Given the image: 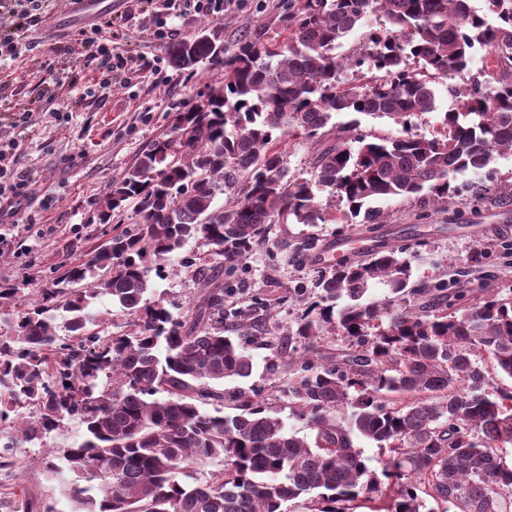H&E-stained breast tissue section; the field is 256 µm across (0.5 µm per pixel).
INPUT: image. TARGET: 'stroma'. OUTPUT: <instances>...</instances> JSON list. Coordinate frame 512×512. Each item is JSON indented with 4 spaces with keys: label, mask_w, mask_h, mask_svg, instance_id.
Returning <instances> with one entry per match:
<instances>
[{
    "label": "stroma",
    "mask_w": 512,
    "mask_h": 512,
    "mask_svg": "<svg viewBox=\"0 0 512 512\" xmlns=\"http://www.w3.org/2000/svg\"><path fill=\"white\" fill-rule=\"evenodd\" d=\"M223 2L222 11L209 16H168L175 39L208 27L231 50L245 34L279 33L288 12V0ZM152 13L144 0H101L96 10L71 14L59 8L21 36L14 56L0 59V141L15 135L9 119L15 104L30 109V135L15 158L28 195L0 215V281L23 285L27 298L48 287L61 265L87 259L112 179L152 143L169 136L175 113L188 110L200 92L224 81L223 69L209 63L191 74L177 69L168 54L170 43L153 36ZM107 18L118 35V51L132 54L137 63L129 79L103 89L99 60L73 33ZM50 85L61 87V97L42 98ZM477 179L472 172L457 175L461 192L451 205L424 208L400 197L382 201V224L341 221L346 204L337 199L328 221L271 225L246 259L225 265L222 272L225 312L246 313L264 336L260 342L246 340L254 363L251 378L225 381V389L260 390L287 432L311 437L307 420L288 399L271 394V386L287 388L290 372L284 364L269 370L274 359L270 345L281 342L286 328L318 301L317 282L334 269L327 255L339 242L402 247L417 286L512 290V203L495 192L487 200H475L469 187ZM202 255L198 242L188 240L179 260L151 273L155 295L192 306L199 288L182 261ZM43 446L11 449L9 465L0 467V512H18L25 498L49 505L51 512H73L72 502L43 468Z\"/></svg>",
    "instance_id": "35a3bbf8"
}]
</instances>
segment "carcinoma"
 I'll list each match as a JSON object with an SVG mask.
<instances>
[{
	"label": "carcinoma",
	"instance_id": "carcinoma-1",
	"mask_svg": "<svg viewBox=\"0 0 512 512\" xmlns=\"http://www.w3.org/2000/svg\"><path fill=\"white\" fill-rule=\"evenodd\" d=\"M493 19L469 0H289L286 37L263 33L228 52L204 32L172 45L181 70L224 68L220 94H203L174 116L170 137L154 142L107 188L102 216L133 205L135 223L116 225L84 262L19 307L23 289L0 284V423L11 444L43 441L78 416L81 439L44 449L45 469L68 470L74 512H512V291L435 295L409 287L403 249L387 246L345 261L317 283L321 304L288 330L279 354L301 362L284 394L315 430L289 433L266 404L239 390V410L216 386L247 379L253 359L224 329V279L210 269L243 260L270 224L324 220L320 194L346 201L350 216L379 224L368 203L395 197L423 206L449 203L457 174L480 173L512 152V0H488ZM370 14L390 28L341 56L336 48ZM491 55L489 79L466 77L472 54ZM362 75L340 79L346 70ZM458 101L429 137L411 117L437 109L436 85ZM339 114L353 119L336 123ZM387 118L402 135L357 133V116ZM315 142L310 176H288L285 137ZM233 196L216 207L217 194ZM195 238L211 265L196 269L200 296L174 318L147 298L149 272ZM383 283L391 297L368 298ZM107 296L123 324L108 329L92 303ZM67 335L56 333L59 310ZM327 324L350 348L309 357ZM364 438L379 468L355 446ZM224 469L186 483L200 464Z\"/></svg>",
	"mask_w": 512,
	"mask_h": 512
}]
</instances>
